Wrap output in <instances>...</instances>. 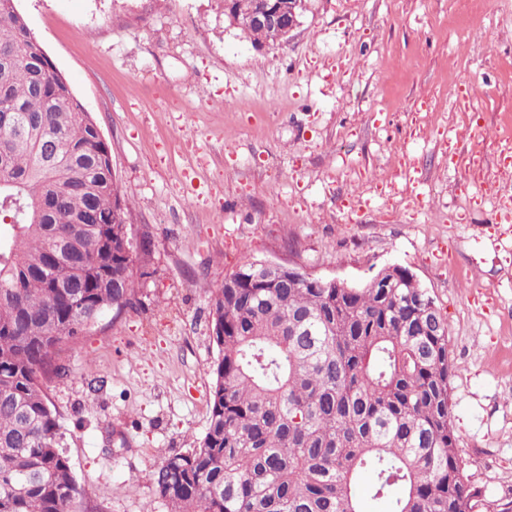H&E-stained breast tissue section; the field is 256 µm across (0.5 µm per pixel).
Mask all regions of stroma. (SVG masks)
<instances>
[{
	"mask_svg": "<svg viewBox=\"0 0 512 512\" xmlns=\"http://www.w3.org/2000/svg\"><path fill=\"white\" fill-rule=\"evenodd\" d=\"M108 144L148 241L138 303L47 384L73 512H168L160 451L208 426L210 293L249 258L365 283L407 267L448 321L474 512H512V0H307L255 49L224 0H17Z\"/></svg>",
	"mask_w": 512,
	"mask_h": 512,
	"instance_id": "35a3bbf8",
	"label": "stroma"
}]
</instances>
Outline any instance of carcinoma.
I'll list each match as a JSON object with an SVG mask.
<instances>
[{
  "label": "carcinoma",
  "instance_id": "carcinoma-1",
  "mask_svg": "<svg viewBox=\"0 0 512 512\" xmlns=\"http://www.w3.org/2000/svg\"><path fill=\"white\" fill-rule=\"evenodd\" d=\"M15 0H0V512H70L80 494L44 381L85 321L132 308L130 204L70 82L52 76ZM257 48L284 41L238 28ZM57 153L48 167L45 145ZM71 264H52V253ZM82 284L76 300L55 287ZM218 357L206 432L162 455L169 512H472L452 424L448 322L409 269L363 286L270 276L247 259L212 292Z\"/></svg>",
  "mask_w": 512,
  "mask_h": 512
}]
</instances>
